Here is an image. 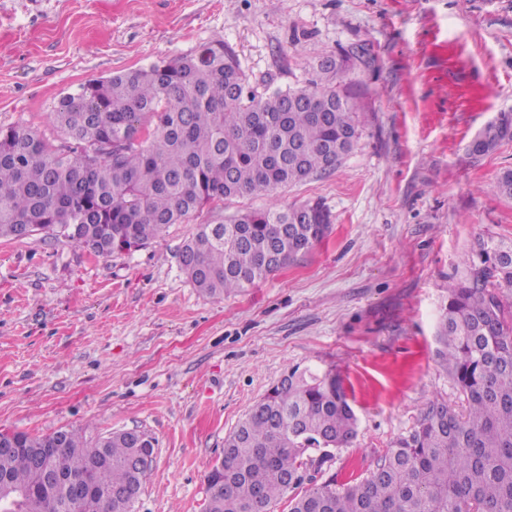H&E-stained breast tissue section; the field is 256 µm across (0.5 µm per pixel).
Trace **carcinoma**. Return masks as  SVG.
Wrapping results in <instances>:
<instances>
[{"label": "carcinoma", "mask_w": 512, "mask_h": 512, "mask_svg": "<svg viewBox=\"0 0 512 512\" xmlns=\"http://www.w3.org/2000/svg\"><path fill=\"white\" fill-rule=\"evenodd\" d=\"M353 98L313 79L301 88L259 94L217 40L198 54L90 80L62 96L55 146L35 131H0V238L42 234L108 256L138 249L208 202L268 195L330 173L360 137ZM512 141V112H501L467 145L483 156ZM491 191L512 200V169ZM321 203L238 213L199 224L179 263L201 293L251 288L309 252L328 233ZM448 286L438 331L442 366L464 396L461 409L433 403L366 475L303 488L301 470L322 467L331 448L357 437V418L340 374H289L253 405L224 440L207 475L206 512H512V240L489 237L463 260ZM59 467L94 474L92 510L34 488L33 448L56 435L19 434L0 454V512H132L114 488H142L128 466L154 452L144 432H110L89 441L61 430ZM26 496L14 503L11 494Z\"/></svg>", "instance_id": "1"}]
</instances>
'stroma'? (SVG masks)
<instances>
[{
	"instance_id": "1",
	"label": "stroma",
	"mask_w": 512,
	"mask_h": 512,
	"mask_svg": "<svg viewBox=\"0 0 512 512\" xmlns=\"http://www.w3.org/2000/svg\"><path fill=\"white\" fill-rule=\"evenodd\" d=\"M215 40L261 93L344 60L362 135L335 171L107 257L0 239V431L147 433L134 512H205L225 437L297 369L339 372L358 418L315 484L372 469L431 402L460 407L436 357L448 285L479 239H512V200L490 191L512 142L466 150L512 109V0H0V130L58 141L52 113L80 84ZM307 202L328 235L265 281L209 297L186 279L197 225Z\"/></svg>"
}]
</instances>
